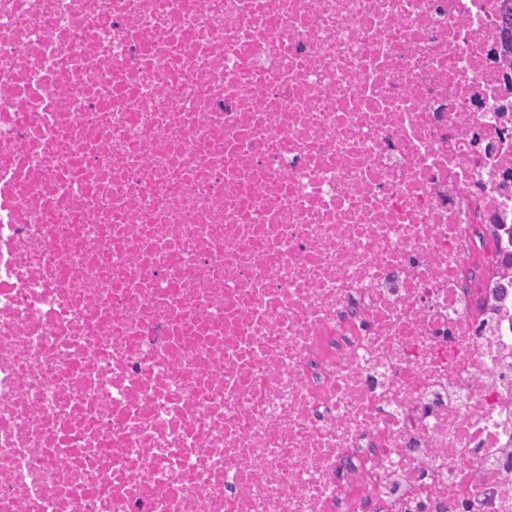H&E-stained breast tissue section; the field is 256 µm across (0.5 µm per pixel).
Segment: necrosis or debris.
Instances as JSON below:
<instances>
[{
	"instance_id": "4bbe7bcc",
	"label": "necrosis or debris",
	"mask_w": 512,
	"mask_h": 512,
	"mask_svg": "<svg viewBox=\"0 0 512 512\" xmlns=\"http://www.w3.org/2000/svg\"><path fill=\"white\" fill-rule=\"evenodd\" d=\"M505 27L0 0V512H512Z\"/></svg>"
}]
</instances>
